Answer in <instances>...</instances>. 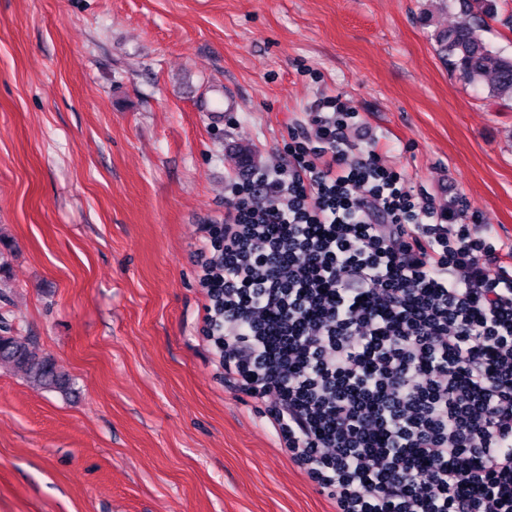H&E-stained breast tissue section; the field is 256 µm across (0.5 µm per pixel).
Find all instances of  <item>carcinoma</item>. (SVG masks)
Instances as JSON below:
<instances>
[{
	"mask_svg": "<svg viewBox=\"0 0 512 512\" xmlns=\"http://www.w3.org/2000/svg\"><path fill=\"white\" fill-rule=\"evenodd\" d=\"M497 12L496 0H460L461 19L432 34L435 51L449 71L467 85L484 89L487 98L512 103V54L492 48L483 38L484 17ZM0 361L21 370L29 381L47 391L72 390L71 378L53 358L40 354L27 336L0 334Z\"/></svg>",
	"mask_w": 512,
	"mask_h": 512,
	"instance_id": "cac0c4a2",
	"label": "carcinoma"
}]
</instances>
